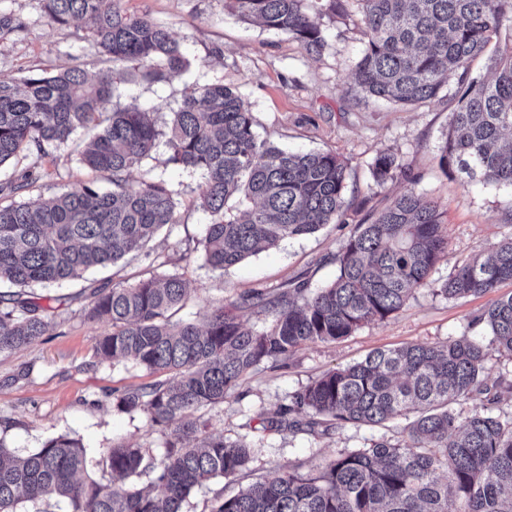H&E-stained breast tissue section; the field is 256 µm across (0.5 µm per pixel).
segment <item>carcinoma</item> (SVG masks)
Wrapping results in <instances>:
<instances>
[{
  "mask_svg": "<svg viewBox=\"0 0 512 512\" xmlns=\"http://www.w3.org/2000/svg\"><path fill=\"white\" fill-rule=\"evenodd\" d=\"M51 22H90L110 66L94 77L80 68L31 70L0 78V165L20 156L44 158L79 131L94 136L80 163L96 177L52 198L0 204V284H62L92 268L138 252L167 224L181 223L176 193L164 180L134 182L133 168L166 138L168 162L198 173L192 207L210 216L206 262L226 269L278 245L348 224L362 215L336 253V279L325 288L290 280L272 294L253 288L213 309L200 323L175 321L188 297L177 274L96 288L87 309L112 331L99 337L100 362H131L160 378L116 394V407L172 429L164 459L118 442L100 458L68 436L16 456L0 445V512L25 500L64 498L71 512H181L198 486L236 478L250 445L212 431L202 410L238 399L242 378L262 363L286 364L298 348L335 342L372 322L393 318L430 277L448 248L437 203L414 190L416 176L389 149L371 175L401 192L381 208L346 195L347 164L330 152H290L259 137L239 92L223 84H187L166 130L154 113L117 102L118 66L139 65L146 81H171L189 61L171 34L150 19L125 13L120 0H41ZM304 0H231L248 21L288 34L310 55L327 41ZM363 49L355 95L412 106L436 98L457 77L456 107L440 147V166L469 182L512 186V52L491 59V76L472 62L504 25L512 0H359ZM25 28L0 13V39ZM40 179L22 170L4 192ZM105 179L112 189L104 190ZM512 281V234L455 265L434 293L459 299L495 292ZM257 307L265 326H245L238 311ZM50 326L46 308L22 291L0 292V351L26 346ZM464 333L439 344L377 349L362 361L328 371L259 414L258 431L327 435L346 424L381 426L407 420L400 435L371 438L303 471L241 487L211 512H512V373L485 378L489 357L512 362V295L490 303ZM100 466L112 478L97 479ZM146 483H141V480Z\"/></svg>",
  "mask_w": 512,
  "mask_h": 512,
  "instance_id": "cac0c4a2",
  "label": "carcinoma"
}]
</instances>
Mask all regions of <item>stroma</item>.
<instances>
[{
	"label": "stroma",
	"mask_w": 512,
	"mask_h": 512,
	"mask_svg": "<svg viewBox=\"0 0 512 512\" xmlns=\"http://www.w3.org/2000/svg\"><path fill=\"white\" fill-rule=\"evenodd\" d=\"M121 7L166 28L190 61L173 81L123 85L122 104L148 109L162 124L176 110L184 85L221 83L235 88L256 117L262 138L289 150L340 156L348 165V194L369 197L374 207L383 206L396 188L377 186L370 165L381 150L397 153L418 177L416 193L437 201L442 212L448 250L431 275L433 285L479 247L512 233V224L504 220L512 212V186L469 183L439 164V148L455 107L456 78H449L442 96L409 108L375 99L358 104L348 94L362 50L361 14L354 2L341 16L326 13L325 0H308L310 12L323 14L327 45L317 56L308 55L287 34L243 21L229 0H121ZM0 11L15 13L26 23L23 34L0 40V78L19 79L32 69L57 72L73 67L93 75L103 68L100 49L84 22L56 27L40 0H0ZM81 146L77 140L39 160L42 177L18 195V202L46 199L86 180L88 172L78 161ZM168 156L165 143H158L151 159L132 169L131 178L167 180L184 209L181 223L161 229L145 253L87 272L79 280L34 287L35 298L49 310V330L25 347L0 352V445L11 452L25 455L49 438L67 435L95 455L112 443L130 442L164 456L169 431L150 427L143 415L119 411L113 402L114 391L150 382L151 376L130 362L102 363L96 358V341L109 327L84 312L95 287L127 286L153 274L183 275L190 298L179 316L199 322L213 307L253 288L275 290L298 276L321 288L335 278L334 257L349 232L338 224L283 240L227 269L212 268L201 244L210 217L188 208L201 179L168 164ZM511 294L510 281L495 294L459 300L419 288L388 321L365 325L332 343L302 347L287 367L259 365L242 381L240 401L204 411L211 429L250 443L244 479L211 480L190 494L182 512H210L217 493L230 496L243 482L273 476L289 464L301 461L310 468L341 451L363 447L381 431L347 424L329 436L286 431L261 435L253 431L251 420L287 402L323 373L359 362L373 350L459 336L494 297Z\"/></svg>",
	"instance_id": "obj_1"
}]
</instances>
